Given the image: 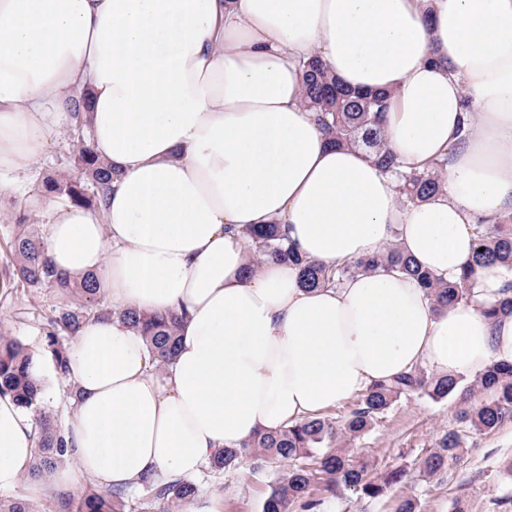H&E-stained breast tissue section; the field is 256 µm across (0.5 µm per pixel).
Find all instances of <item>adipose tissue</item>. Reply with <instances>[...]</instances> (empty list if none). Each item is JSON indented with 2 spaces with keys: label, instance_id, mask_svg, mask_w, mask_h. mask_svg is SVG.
<instances>
[{
  "label": "adipose tissue",
  "instance_id": "obj_1",
  "mask_svg": "<svg viewBox=\"0 0 512 512\" xmlns=\"http://www.w3.org/2000/svg\"><path fill=\"white\" fill-rule=\"evenodd\" d=\"M388 90L386 147L444 161L442 189L406 206L362 150L331 144L304 104L303 62ZM114 177L98 207L28 193L55 268L96 274L113 313L70 350L64 432L77 476L119 488L197 474L261 430L318 417L418 366L474 377L512 363V317L439 310L397 271L307 290L236 231L278 224L327 266L391 245L444 281L475 224L512 216V0H0V191L19 189L72 113ZM175 311L164 377L118 310ZM30 411L0 396V493L32 466Z\"/></svg>",
  "mask_w": 512,
  "mask_h": 512
}]
</instances>
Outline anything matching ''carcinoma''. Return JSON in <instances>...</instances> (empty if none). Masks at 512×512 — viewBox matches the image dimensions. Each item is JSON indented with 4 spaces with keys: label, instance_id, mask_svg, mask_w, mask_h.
I'll return each instance as SVG.
<instances>
[{
    "label": "carcinoma",
    "instance_id": "cac0c4a2",
    "mask_svg": "<svg viewBox=\"0 0 512 512\" xmlns=\"http://www.w3.org/2000/svg\"><path fill=\"white\" fill-rule=\"evenodd\" d=\"M304 97L309 107L318 110V120L325 135L337 145L364 150L383 171L395 176L403 203L416 205L441 190L444 162H435L423 170L406 169L400 159L385 146L383 124L391 93L356 92L345 88L316 59L304 64ZM82 176L60 184L53 183L50 193L63 202L84 207L98 206L112 172L103 166L91 150H79ZM93 190H88V187ZM251 254L288 262L300 270L303 288L339 287L361 273L398 270L419 281L428 290L437 308L460 302H472L480 296L478 269L492 263L512 274V222L479 224L475 229L473 260L469 269L455 281H441L406 257L397 245L386 252L343 262L333 268L302 256L284 238L278 224L247 226L238 231ZM484 251H479V248ZM13 256L12 280L23 288L47 289L70 295L78 301L73 308L62 309L47 322L44 356L57 374L68 371L69 339L78 335L92 314L89 304L100 296L95 275L75 280L59 272L46 255L44 236L36 225L22 216L16 219L10 242ZM500 297L485 313L496 318L512 315V281H505ZM120 316L145 337L158 367L171 364L179 342L181 316L176 313L145 314L125 309ZM34 357L26 344L17 338L0 336V394L12 396L27 409L41 402L43 384L31 376ZM479 388L487 397L476 405L468 404L471 391ZM428 398L435 402L454 401L458 405L460 427L444 434L439 448L417 462L422 475L433 477L451 472L460 460L469 434L491 431L512 420V364H491L483 377L467 386L461 376L438 375L418 367L390 381L366 388L347 413L336 420L318 417L306 419L277 431H259L240 448L226 449L210 461L216 471H235L246 458L252 461L250 475L260 474L276 464L288 465L280 474L262 504V512H320L323 491L334 496L343 489L355 488L365 498L385 497L390 488L407 476L404 469L371 475V463L361 457L354 442L369 432L392 406L403 398ZM38 461L36 472L47 475L60 465L67 453L61 431L46 416L39 419L37 430ZM142 487L149 501L141 512H171L192 504L198 485L191 479L159 484L146 478ZM66 512H133L129 497L122 489L91 491L77 500H66Z\"/></svg>",
    "mask_w": 512,
    "mask_h": 512
}]
</instances>
